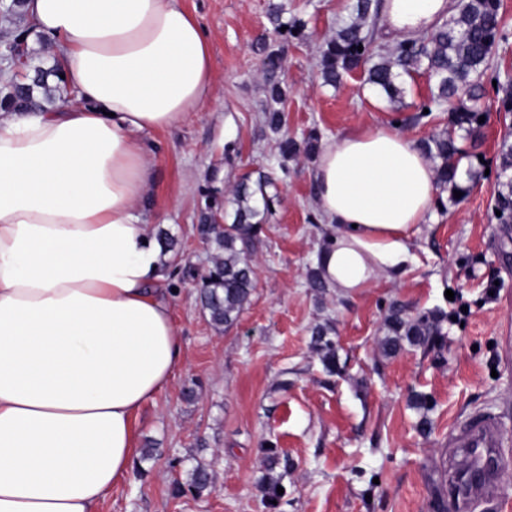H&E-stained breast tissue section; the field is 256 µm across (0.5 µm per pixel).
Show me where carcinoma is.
<instances>
[{
    "label": "carcinoma",
    "instance_id": "1",
    "mask_svg": "<svg viewBox=\"0 0 512 512\" xmlns=\"http://www.w3.org/2000/svg\"><path fill=\"white\" fill-rule=\"evenodd\" d=\"M25 4L26 0H9L8 7L0 9V14L19 22L27 17ZM380 8V0H356L354 19L341 23L336 37L327 41L322 50V79L327 84H334L345 73L359 72L366 84L395 102L402 92L399 80L423 68L434 80L432 101L443 104L462 95L467 96L472 105L450 108L451 129L423 145L428 157L439 160L437 181L464 192L466 188L456 180L454 133L458 129L475 135L479 133L481 113L477 101L480 99L479 90L483 88V78L496 82L499 111L512 113V80L491 72L493 49L503 39L500 0H461L456 14L446 22L434 27L420 40L397 41L385 56L371 52L375 28L368 27V22L378 19ZM360 45L363 46L361 51L358 50ZM23 54L26 58L25 73L0 86V112L47 110L64 101L59 63L55 61L50 67L35 63L36 52L27 46ZM262 71L269 85L266 121L268 127L278 133L284 126L281 109L284 91L280 79L284 60L281 52L266 53ZM299 145L286 135L280 140L279 169L282 174H288V158L299 150ZM511 170L512 144L505 142L500 151V174L505 176V180L495 187L496 210L501 212L498 219L503 224H512V177H507ZM271 183V177L261 172L254 182L248 175L242 177L230 190L232 221L224 224L217 219L225 218V211L216 192H210L212 202L201 217L198 233L209 245L213 258L200 278V299L217 328H227L238 321L255 288L252 253L262 223L271 211L273 199L265 191ZM393 323L396 330L405 331V336L413 340L438 334L434 317H424L415 324H409L397 313L393 316ZM313 339L323 352V366L330 372L334 371L336 349L333 342L319 328L314 329ZM211 482L212 474L204 464L195 466L190 473V487L198 494L208 490Z\"/></svg>",
    "mask_w": 512,
    "mask_h": 512
}]
</instances>
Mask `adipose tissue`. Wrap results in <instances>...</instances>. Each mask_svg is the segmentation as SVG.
I'll use <instances>...</instances> for the list:
<instances>
[{
	"label": "adipose tissue",
	"instance_id": "adipose-tissue-1",
	"mask_svg": "<svg viewBox=\"0 0 512 512\" xmlns=\"http://www.w3.org/2000/svg\"><path fill=\"white\" fill-rule=\"evenodd\" d=\"M452 0H388L397 35ZM74 99L0 114V512H98L131 471L134 418L172 383L182 341L156 283L169 257L140 216L143 139L214 93L210 39L181 0H28ZM320 263L359 291L398 272L438 190L416 144L360 126L320 149Z\"/></svg>",
	"mask_w": 512,
	"mask_h": 512
}]
</instances>
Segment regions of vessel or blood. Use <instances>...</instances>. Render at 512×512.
I'll return each mask as SVG.
<instances>
[{
    "mask_svg": "<svg viewBox=\"0 0 512 512\" xmlns=\"http://www.w3.org/2000/svg\"><path fill=\"white\" fill-rule=\"evenodd\" d=\"M451 445L465 460L463 468L448 474V503L452 512H473L477 501L498 499V418L492 414L471 417L456 430Z\"/></svg>",
    "mask_w": 512,
    "mask_h": 512,
    "instance_id": "b4317fda",
    "label": "vessel or blood"
}]
</instances>
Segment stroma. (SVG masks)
Returning <instances> with one entry per match:
<instances>
[{
    "label": "stroma",
    "mask_w": 512,
    "mask_h": 512,
    "mask_svg": "<svg viewBox=\"0 0 512 512\" xmlns=\"http://www.w3.org/2000/svg\"><path fill=\"white\" fill-rule=\"evenodd\" d=\"M183 3L210 34L215 91L191 120L145 133L155 181L142 212L155 232L175 239L176 263L192 272L162 282L184 361L137 413L131 472L100 512H449V437L475 412L500 419L499 491L512 501V224L498 222L494 194L512 115L498 111L485 85L478 136L455 134L467 195L438 190L406 266L356 293L308 285L330 239L311 205L315 157L290 159L288 177L267 189L278 202L253 252L250 300L233 326L215 327L195 279L211 257L196 231L207 196L227 193L244 175L276 171L279 158V137L263 121L260 44L284 54L282 108L295 140L314 131L323 144L376 125L419 144L446 131L449 114L431 102L422 71L404 78L398 110L359 73L324 84L321 50L355 0ZM276 12L305 21L303 34L278 35ZM395 309L408 319L436 316L438 335L420 343L401 336L384 353ZM318 324L329 325L336 344L332 374L311 343ZM268 446L276 450L271 462ZM200 462L214 485L199 494L189 483ZM267 476L284 490L274 511L261 488Z\"/></svg>",
    "instance_id": "obj_1"
}]
</instances>
